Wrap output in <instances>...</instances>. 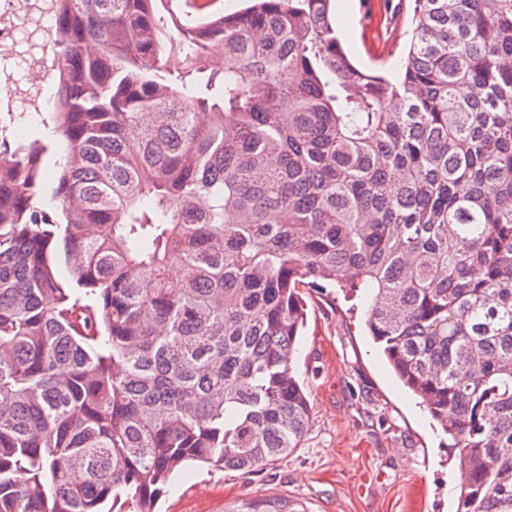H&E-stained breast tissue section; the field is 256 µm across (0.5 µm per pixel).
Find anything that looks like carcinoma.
Here are the masks:
<instances>
[{
  "instance_id": "obj_1",
  "label": "carcinoma",
  "mask_w": 512,
  "mask_h": 512,
  "mask_svg": "<svg viewBox=\"0 0 512 512\" xmlns=\"http://www.w3.org/2000/svg\"><path fill=\"white\" fill-rule=\"evenodd\" d=\"M165 2L49 0L52 137L0 145V512H154L190 462L290 455L302 289L336 283L459 449L457 512H512V0H414L395 72L332 0L175 34Z\"/></svg>"
}]
</instances>
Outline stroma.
<instances>
[{"mask_svg":"<svg viewBox=\"0 0 512 512\" xmlns=\"http://www.w3.org/2000/svg\"><path fill=\"white\" fill-rule=\"evenodd\" d=\"M413 0H335L342 44L365 67H391L408 49ZM307 322L293 358L311 406L301 448L245 472L190 465L173 474L157 512H224L276 495L306 512H456L457 449L394 380L365 335L367 293L306 289Z\"/></svg>","mask_w":512,"mask_h":512,"instance_id":"obj_1","label":"stroma"}]
</instances>
